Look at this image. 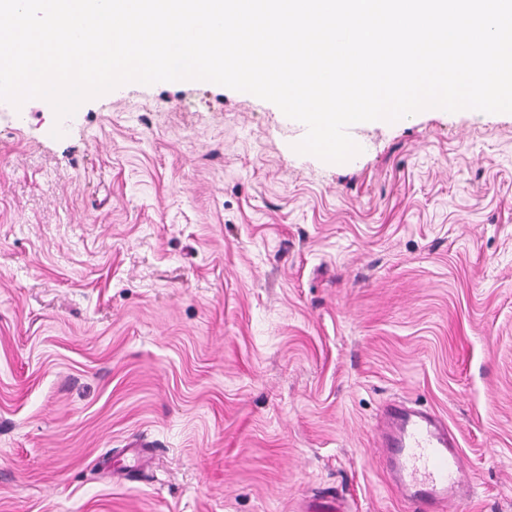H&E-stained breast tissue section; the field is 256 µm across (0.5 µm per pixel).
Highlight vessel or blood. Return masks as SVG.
<instances>
[{
  "label": "vessel or blood",
  "instance_id": "b4317fda",
  "mask_svg": "<svg viewBox=\"0 0 512 512\" xmlns=\"http://www.w3.org/2000/svg\"><path fill=\"white\" fill-rule=\"evenodd\" d=\"M378 463L407 512H456L469 482L447 420L410 406H386L375 429Z\"/></svg>",
  "mask_w": 512,
  "mask_h": 512
}]
</instances>
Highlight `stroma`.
<instances>
[{
  "mask_svg": "<svg viewBox=\"0 0 512 512\" xmlns=\"http://www.w3.org/2000/svg\"><path fill=\"white\" fill-rule=\"evenodd\" d=\"M61 137H52L53 128ZM215 83L0 100V512H404L385 403L512 512V113L354 126Z\"/></svg>",
  "mask_w": 512,
  "mask_h": 512,
  "instance_id": "35a3bbf8",
  "label": "stroma"
}]
</instances>
